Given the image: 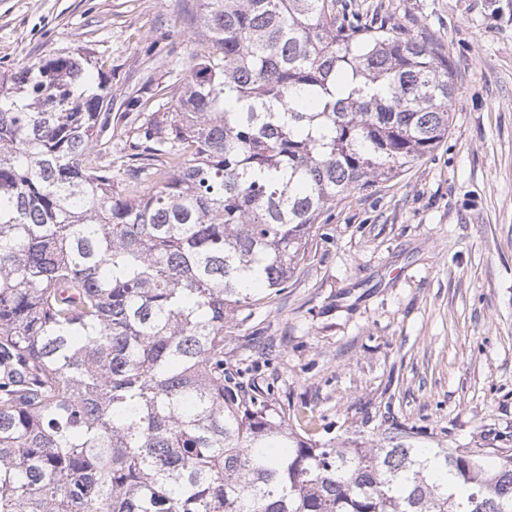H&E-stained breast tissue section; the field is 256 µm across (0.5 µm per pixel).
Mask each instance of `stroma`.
Listing matches in <instances>:
<instances>
[{"instance_id":"35a3bbf8","label":"stroma","mask_w":512,"mask_h":512,"mask_svg":"<svg viewBox=\"0 0 512 512\" xmlns=\"http://www.w3.org/2000/svg\"><path fill=\"white\" fill-rule=\"evenodd\" d=\"M197 0H0V73L89 49L126 96L171 81L199 37ZM337 13L431 43L449 59L451 125L387 182L328 204L304 261L229 323L244 390L305 411L317 437L512 449V0H336Z\"/></svg>"}]
</instances>
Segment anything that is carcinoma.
<instances>
[{"label": "carcinoma", "instance_id": "cac0c4a2", "mask_svg": "<svg viewBox=\"0 0 512 512\" xmlns=\"http://www.w3.org/2000/svg\"><path fill=\"white\" fill-rule=\"evenodd\" d=\"M199 2L172 110L125 101L142 195L90 53L0 77V512H512L511 451L321 442L224 367L324 207L448 136L449 61L336 0Z\"/></svg>", "mask_w": 512, "mask_h": 512}]
</instances>
